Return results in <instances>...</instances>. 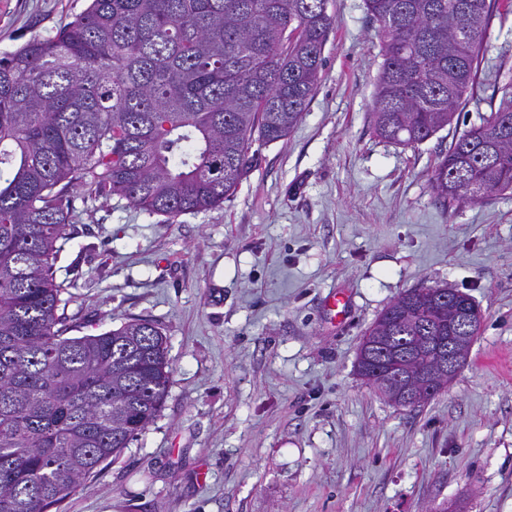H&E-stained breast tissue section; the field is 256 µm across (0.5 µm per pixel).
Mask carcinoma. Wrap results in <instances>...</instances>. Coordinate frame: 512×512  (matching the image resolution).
<instances>
[{
    "label": "carcinoma",
    "instance_id": "1",
    "mask_svg": "<svg viewBox=\"0 0 512 512\" xmlns=\"http://www.w3.org/2000/svg\"><path fill=\"white\" fill-rule=\"evenodd\" d=\"M327 0H91L47 38L0 59V512H52L161 412L167 338L148 319L66 337L57 241L70 191L174 222L215 210L283 140L320 82ZM383 62L374 131L415 146L477 83L495 0H364ZM454 139L430 178L446 207L512 192V95ZM456 288L408 290L363 336L360 376L388 399L448 349Z\"/></svg>",
    "mask_w": 512,
    "mask_h": 512
}]
</instances>
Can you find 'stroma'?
Listing matches in <instances>:
<instances>
[{
	"mask_svg": "<svg viewBox=\"0 0 512 512\" xmlns=\"http://www.w3.org/2000/svg\"><path fill=\"white\" fill-rule=\"evenodd\" d=\"M89 2L0 0V57ZM328 11L302 122L256 145L223 208L171 224L72 192L56 279L74 335L149 319L173 375L160 415L62 512H512V196L449 210L430 183L512 91V0L496 4L469 101L414 147L374 132L383 57L363 0ZM443 283L479 304L481 333L439 395L396 405L357 374L359 344L400 294Z\"/></svg>",
	"mask_w": 512,
	"mask_h": 512,
	"instance_id": "obj_1",
	"label": "stroma"
}]
</instances>
